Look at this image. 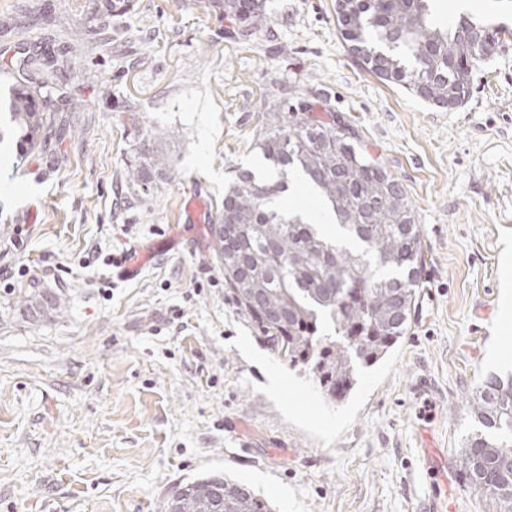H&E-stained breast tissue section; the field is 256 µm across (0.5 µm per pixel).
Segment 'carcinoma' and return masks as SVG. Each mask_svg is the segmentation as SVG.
Here are the masks:
<instances>
[{"instance_id": "cac0c4a2", "label": "carcinoma", "mask_w": 512, "mask_h": 512, "mask_svg": "<svg viewBox=\"0 0 512 512\" xmlns=\"http://www.w3.org/2000/svg\"><path fill=\"white\" fill-rule=\"evenodd\" d=\"M224 16L243 24L248 38L273 23L264 10L236 12L234 0H218ZM336 21L359 66L432 103L470 95L469 72L498 31L461 19L444 28L430 0H346ZM9 112L27 146L36 143L44 106L18 83ZM269 122L257 142L272 172H240L224 193L214 227L217 258L224 264L227 298L268 348L284 350L288 365L312 376L331 402L349 397L361 365L385 359L406 335L423 268L419 226L404 192L391 193L395 178L352 142V131L314 105L284 109L270 101ZM297 173L336 216V238L322 235L301 216L274 205ZM171 176V164L152 149L126 173L146 194L153 178ZM467 407L476 423L460 449L458 470L499 512H512V371L492 373ZM165 512H271L246 484L222 474L173 487Z\"/></svg>"}]
</instances>
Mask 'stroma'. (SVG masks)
<instances>
[{"instance_id": "35a3bbf8", "label": "stroma", "mask_w": 512, "mask_h": 512, "mask_svg": "<svg viewBox=\"0 0 512 512\" xmlns=\"http://www.w3.org/2000/svg\"><path fill=\"white\" fill-rule=\"evenodd\" d=\"M133 2L0 0V94L14 60L53 74L35 147L0 111V267L27 270L0 283V512H161L171 485L213 473L272 512H423L421 448L455 457L476 386L512 368V0L467 7L503 34L451 110L361 69L336 0H263L275 20L247 39L208 0ZM281 87L352 128L424 240L407 334L335 404L225 301L212 235L236 171L269 170L257 141ZM147 148L173 174L142 195L124 172ZM190 195L204 209L187 225ZM174 235L137 280L113 275ZM45 293L63 313L29 312Z\"/></svg>"}]
</instances>
